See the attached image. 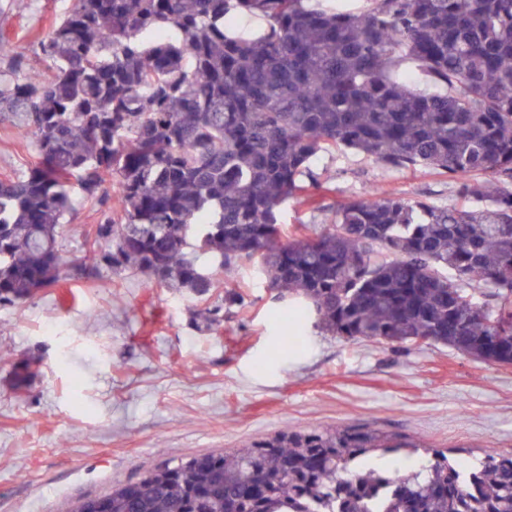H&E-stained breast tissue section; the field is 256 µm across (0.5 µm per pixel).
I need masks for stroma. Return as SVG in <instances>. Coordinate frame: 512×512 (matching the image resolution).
Returning a JSON list of instances; mask_svg holds the SVG:
<instances>
[{"label":"stroma","mask_w":512,"mask_h":512,"mask_svg":"<svg viewBox=\"0 0 512 512\" xmlns=\"http://www.w3.org/2000/svg\"><path fill=\"white\" fill-rule=\"evenodd\" d=\"M73 0H0L9 43L0 67L24 57L40 70L38 41ZM38 160L0 120V179ZM326 189V210L291 203L286 232L330 224L332 207L379 190L408 201L456 205L448 176L385 166L353 150L311 164ZM99 207H79L62 239L66 261L109 242L89 232ZM245 307L225 310L208 330L206 304L128 271L101 268L89 279H61L26 301L0 306V512H67L165 463L224 453L279 432L365 425L417 443L389 455L410 474L443 452L465 461L494 448L512 451V367L489 365L442 345L392 351L324 332L304 321L302 349L283 337L285 304L267 287L258 261L224 274ZM25 362L38 372L15 389Z\"/></svg>","instance_id":"1"}]
</instances>
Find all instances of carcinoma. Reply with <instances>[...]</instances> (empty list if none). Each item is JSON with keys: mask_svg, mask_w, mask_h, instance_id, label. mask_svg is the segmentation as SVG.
<instances>
[{"mask_svg": "<svg viewBox=\"0 0 512 512\" xmlns=\"http://www.w3.org/2000/svg\"><path fill=\"white\" fill-rule=\"evenodd\" d=\"M366 2L74 0L40 41L47 75L20 78V58L0 69V118L38 154L0 179V305L62 278L63 225L89 203L112 247L72 266L75 279L134 266L205 299L258 255L291 305L295 348L311 310L333 336L512 366V0ZM246 15L265 26L229 29ZM406 63L444 90L398 76ZM337 149L446 174L464 203L375 191L282 239L288 202L324 208L305 179ZM243 302L225 291L206 325ZM404 449L418 445L363 427L284 430L167 463L96 512H512V451L441 453L405 477L367 467L375 450Z\"/></svg>", "mask_w": 512, "mask_h": 512, "instance_id": "obj_1", "label": "carcinoma"}]
</instances>
